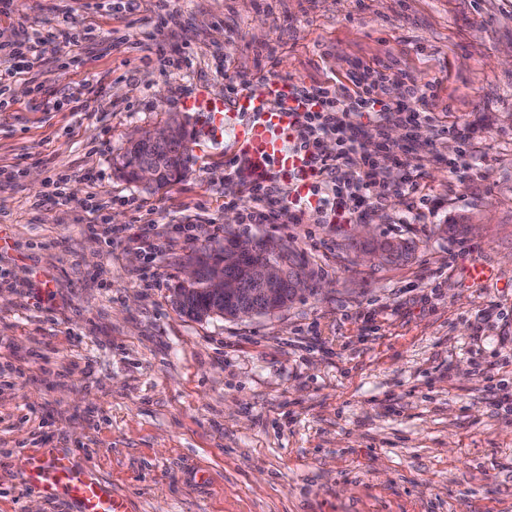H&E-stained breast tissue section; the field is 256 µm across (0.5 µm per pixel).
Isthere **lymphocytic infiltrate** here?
I'll return each mask as SVG.
<instances>
[{"mask_svg":"<svg viewBox=\"0 0 512 512\" xmlns=\"http://www.w3.org/2000/svg\"><path fill=\"white\" fill-rule=\"evenodd\" d=\"M389 83L403 86L414 101L427 98L425 89L405 83L402 73L388 68L376 72L372 80L355 81L353 89L345 92L330 85L291 88L292 97L302 109L297 146L321 162L312 193L318 198L316 210L324 223L350 224L362 219L382 199L416 194L417 185L408 174L384 188L374 180L371 139L382 136V120L395 115L403 124L413 126L431 119L429 112L420 110L394 113L391 103L383 97ZM331 137L336 140V151L323 154L322 144ZM247 190L251 206L245 215L246 223H302L306 207L292 200L290 188L253 179Z\"/></svg>","mask_w":512,"mask_h":512,"instance_id":"obj_1","label":"lymphocytic infiltrate"}]
</instances>
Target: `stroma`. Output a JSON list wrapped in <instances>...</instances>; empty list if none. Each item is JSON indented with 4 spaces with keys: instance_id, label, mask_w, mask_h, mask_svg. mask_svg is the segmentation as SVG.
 <instances>
[{
    "instance_id": "1",
    "label": "stroma",
    "mask_w": 512,
    "mask_h": 512,
    "mask_svg": "<svg viewBox=\"0 0 512 512\" xmlns=\"http://www.w3.org/2000/svg\"><path fill=\"white\" fill-rule=\"evenodd\" d=\"M155 18L153 0L130 13L14 0L0 14V43L56 36L42 89L19 57L0 109V512H74L18 464L45 448L71 450L130 512H512V402L494 404L512 393V324L488 314L512 313V0H171L159 50ZM122 35L141 50L114 46ZM384 65L437 84L435 122L385 124L391 142L419 145L428 210L407 219L393 196L365 218L376 239L409 242L405 262L362 259L351 225L313 211L244 226L225 133L162 188L117 172L141 131L177 118L197 139L205 113L183 101L199 90L224 96L258 71L347 87ZM466 147L459 176L448 163ZM95 198L116 229L135 201L145 224L196 230L151 259L89 226ZM460 217L473 231L441 232ZM243 234L293 241L324 291L246 319L180 312L191 250Z\"/></svg>"
}]
</instances>
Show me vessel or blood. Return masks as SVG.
<instances>
[{
    "instance_id": "1",
    "label": "vessel or blood",
    "mask_w": 512,
    "mask_h": 512,
    "mask_svg": "<svg viewBox=\"0 0 512 512\" xmlns=\"http://www.w3.org/2000/svg\"><path fill=\"white\" fill-rule=\"evenodd\" d=\"M288 92V83L260 77L238 92L233 106L205 91L184 106L205 108L210 130L232 132L235 156L254 177L290 186L299 199L307 197L316 170L307 155L292 147L300 115L292 111ZM21 466L35 488L49 497L67 498L77 512H128L125 498L112 493L94 472L77 468L69 451L48 448Z\"/></svg>"
}]
</instances>
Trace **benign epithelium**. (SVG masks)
<instances>
[{
    "label": "benign epithelium",
    "mask_w": 512,
    "mask_h": 512,
    "mask_svg": "<svg viewBox=\"0 0 512 512\" xmlns=\"http://www.w3.org/2000/svg\"><path fill=\"white\" fill-rule=\"evenodd\" d=\"M145 141L153 146L164 147L176 142H185L186 136L182 125L172 122L169 125L138 133L130 143ZM158 167L150 162L139 164L134 170V181L146 188L157 186ZM274 256L246 266L251 280L259 285V298L262 305H257L255 299H250L239 288L237 282L224 276V270H232L243 266L246 258L252 255L264 256L269 252ZM293 289V296L301 294V289L311 291L321 290V285L314 282L300 257L278 242H273L268 236L239 238L230 244H224V253L220 263L212 274L209 291L212 293L217 308L212 311L216 316H224L225 308L229 307L239 316L252 317L262 310L280 311L293 304L285 296V289Z\"/></svg>",
    "instance_id": "benign-epithelium-1"
}]
</instances>
